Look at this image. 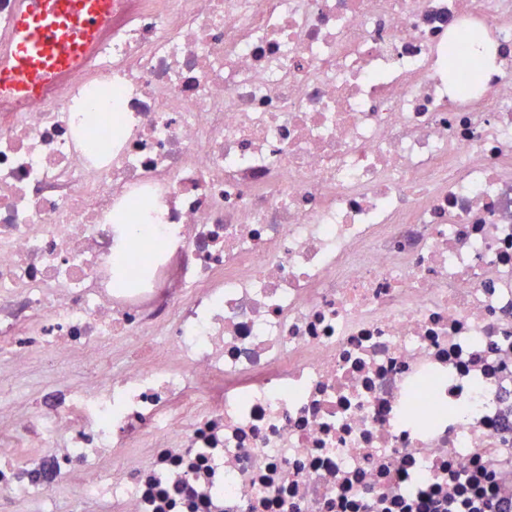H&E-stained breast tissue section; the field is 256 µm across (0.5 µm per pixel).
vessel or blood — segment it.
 Returning a JSON list of instances; mask_svg holds the SVG:
<instances>
[{
    "instance_id": "obj_1",
    "label": "vessel or blood",
    "mask_w": 512,
    "mask_h": 512,
    "mask_svg": "<svg viewBox=\"0 0 512 512\" xmlns=\"http://www.w3.org/2000/svg\"><path fill=\"white\" fill-rule=\"evenodd\" d=\"M113 0H20L0 36V96L39 101L45 84L85 65Z\"/></svg>"
}]
</instances>
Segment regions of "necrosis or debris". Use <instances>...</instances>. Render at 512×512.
<instances>
[{
  "label": "necrosis or debris",
  "mask_w": 512,
  "mask_h": 512,
  "mask_svg": "<svg viewBox=\"0 0 512 512\" xmlns=\"http://www.w3.org/2000/svg\"><path fill=\"white\" fill-rule=\"evenodd\" d=\"M463 28L491 63L464 94ZM62 488L512 500V0H121L44 101L0 98V512Z\"/></svg>",
  "instance_id": "obj_1"
}]
</instances>
